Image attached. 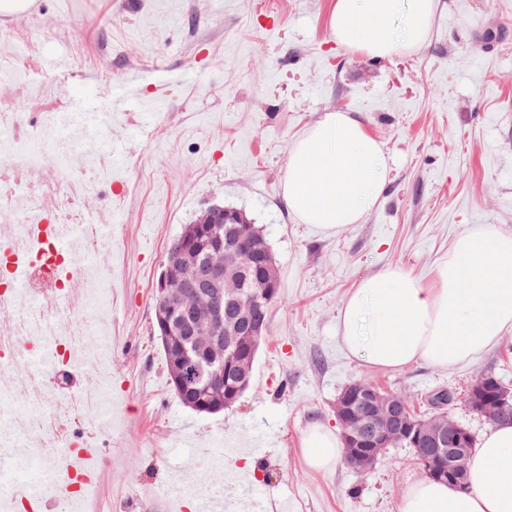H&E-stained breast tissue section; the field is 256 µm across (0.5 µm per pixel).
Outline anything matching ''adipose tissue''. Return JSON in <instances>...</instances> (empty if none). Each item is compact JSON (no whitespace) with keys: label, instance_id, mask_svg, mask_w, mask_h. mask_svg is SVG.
<instances>
[{"label":"adipose tissue","instance_id":"1","mask_svg":"<svg viewBox=\"0 0 512 512\" xmlns=\"http://www.w3.org/2000/svg\"><path fill=\"white\" fill-rule=\"evenodd\" d=\"M434 0H336L337 41L372 57L421 44ZM403 29H396V22ZM388 159L362 122L327 112L297 139L283 193L302 223L327 234L358 223L379 201ZM512 328V234L493 225L457 238L436 265L433 287L389 267L362 280L339 315L343 345L372 367L395 371L414 363L457 366L495 345ZM340 434L304 431L300 451L310 471L325 472L343 455ZM403 512H512V424L497 425L475 448L466 487L423 477L404 494Z\"/></svg>","mask_w":512,"mask_h":512}]
</instances>
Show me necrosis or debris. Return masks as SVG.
<instances>
[{
    "label": "necrosis or debris",
    "instance_id": "obj_1",
    "mask_svg": "<svg viewBox=\"0 0 512 512\" xmlns=\"http://www.w3.org/2000/svg\"><path fill=\"white\" fill-rule=\"evenodd\" d=\"M91 185V180L62 175L59 165H46L36 154L21 165H0V201L20 193L34 199L22 222L0 226V265L10 275L0 285V310L15 317L11 331L0 336V392L13 391L28 408L48 409L50 416L46 422L22 417L1 405L0 427L23 441L43 429L44 448L67 443L76 425L95 428L109 410L108 398L73 389L66 402H58L56 393L18 371L38 350L66 373L96 366L102 380L110 378L103 348L87 342L96 320L85 313L92 301H105L109 285L98 272V254L80 266L72 261L75 250L88 247L112 224L103 212H82L79 203Z\"/></svg>",
    "mask_w": 512,
    "mask_h": 512
}]
</instances>
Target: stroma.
Wrapping results in <instances>:
<instances>
[{"label":"stroma","instance_id":"1","mask_svg":"<svg viewBox=\"0 0 512 512\" xmlns=\"http://www.w3.org/2000/svg\"><path fill=\"white\" fill-rule=\"evenodd\" d=\"M335 0H29L0 13V102L30 111L19 89L37 71L70 137L44 158L68 174L112 160V415L96 428L91 495L116 512H196L205 493L241 512H402L424 469L389 449L360 473L302 462V433L338 430L334 404L365 379L415 410L455 391L451 414L475 439L491 426L464 396L488 373L512 389V329L451 369L376 370L351 355L339 310L358 283L389 266L432 287L456 239L491 224L512 234V0H435L424 43L372 59L337 42ZM326 112L358 117L388 157L387 184L359 223L328 235L283 198L293 142ZM243 209L278 264L251 387L219 414L176 399L153 325L152 298L169 245L213 205Z\"/></svg>","mask_w":512,"mask_h":512}]
</instances>
